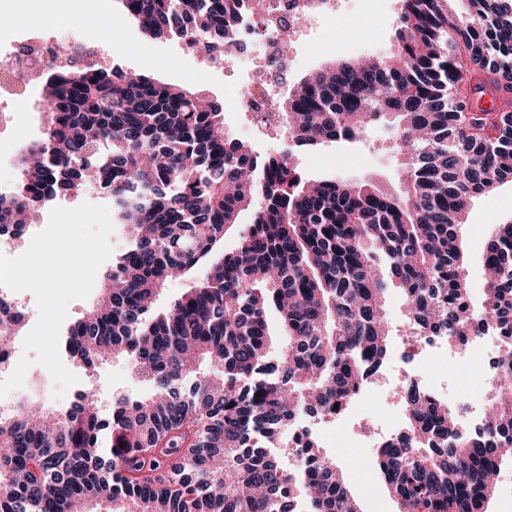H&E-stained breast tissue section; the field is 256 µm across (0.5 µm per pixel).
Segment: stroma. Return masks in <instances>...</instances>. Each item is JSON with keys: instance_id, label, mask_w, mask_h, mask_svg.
Returning <instances> with one entry per match:
<instances>
[{"instance_id": "35a3bbf8", "label": "stroma", "mask_w": 512, "mask_h": 512, "mask_svg": "<svg viewBox=\"0 0 512 512\" xmlns=\"http://www.w3.org/2000/svg\"><path fill=\"white\" fill-rule=\"evenodd\" d=\"M348 6L369 20V28L351 32L329 26L304 34L287 43L288 52L296 61L288 75L296 82L311 71L344 58L364 54L388 53L395 39L398 0H348ZM118 4L116 0H70L68 11L80 20V27H54L57 41L81 44L91 27L102 25ZM97 51L104 53L108 63L124 71H138L161 82H172L211 96L223 97L242 76L233 67L208 72L205 57H191L182 51L181 42L171 39L152 41L138 26L125 23L117 26L109 42L95 41ZM46 102L42 86L24 91L4 125L0 126V142L9 145L8 154L0 156V185L14 188L20 176L18 155L25 144L40 138ZM261 153L292 152L293 160L304 178L344 177L354 182H370L391 190H399L401 168L394 141L383 127L364 130L355 142L328 143L315 150L294 149L286 132L275 133L269 143L258 144ZM512 218V183H502L488 196L475 198L469 208L468 222L461 229L467 257V279L473 299L483 291V246L491 225ZM78 382L63 397H55V384L49 371L40 363H31L22 387L13 390L12 400H28L50 409L70 407L77 391L100 389L104 396L116 394L145 395L150 391L142 378L135 375L126 360L116 358L100 365L94 374L73 367ZM349 488L360 497L363 512H397L393 497L374 476L373 457L363 456L360 449L348 448L337 454Z\"/></svg>"}]
</instances>
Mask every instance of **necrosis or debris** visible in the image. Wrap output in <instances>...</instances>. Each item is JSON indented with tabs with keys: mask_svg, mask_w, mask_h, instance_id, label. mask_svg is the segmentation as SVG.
<instances>
[{
	"mask_svg": "<svg viewBox=\"0 0 512 512\" xmlns=\"http://www.w3.org/2000/svg\"><path fill=\"white\" fill-rule=\"evenodd\" d=\"M27 12L34 16L31 24L21 25L9 42L0 41V68L11 72L12 84L0 83V112L12 101L13 85L31 86L49 70L66 68L64 59L53 57L55 42L48 37L49 26L40 16L46 10L62 11L66 0H22ZM288 20L293 34L307 32L311 27L322 26L331 20L344 29L363 26L361 17L341 7L339 0H265L262 29L239 31L234 41L221 46L211 55L213 68L220 69L234 64L243 72L245 85L233 88L232 94L244 112L249 116V133L252 140H267L278 130L279 124L272 120L277 92L281 86L279 78L271 76L273 65L289 67L291 56L284 42L277 34L281 20ZM267 73L265 88H257L252 77L255 72ZM500 354L501 340L492 334L472 336L467 340L448 341L447 337L434 336L414 341L400 339L395 357L399 368L398 383H411L416 387L433 392L440 402H448V388L445 381L431 378L423 368L424 361L464 362L477 353ZM406 415L403 409L390 410L386 415H368L362 437L352 438L356 448H376L380 443L403 432Z\"/></svg>",
	"mask_w": 512,
	"mask_h": 512,
	"instance_id": "obj_1",
	"label": "necrosis or debris"
}]
</instances>
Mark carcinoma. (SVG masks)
Segmentation results:
<instances>
[{
    "instance_id": "cac0c4a2",
    "label": "carcinoma",
    "mask_w": 512,
    "mask_h": 512,
    "mask_svg": "<svg viewBox=\"0 0 512 512\" xmlns=\"http://www.w3.org/2000/svg\"><path fill=\"white\" fill-rule=\"evenodd\" d=\"M153 40L212 53L256 24L255 0H118ZM512 0H399L390 53L310 72L276 103L301 148L392 130L394 194L344 178H303L289 155L228 137L224 103L141 74L74 66L44 85V135L0 195V232L91 184L112 197L130 240L98 300L64 332L91 373L125 359L152 386L110 408L82 391L59 411L0 413V512H362L313 437L302 465L269 449L297 417L339 416L392 353L390 285L410 336L507 347L489 381L484 428L411 384L406 432L375 450L398 512H488L512 459V221L495 225L473 304L459 241L472 199L512 178ZM238 248L211 258L243 213ZM196 281L162 310L173 278ZM279 317L272 329L268 312ZM24 316L0 296V372ZM233 407H228V404Z\"/></svg>"
}]
</instances>
